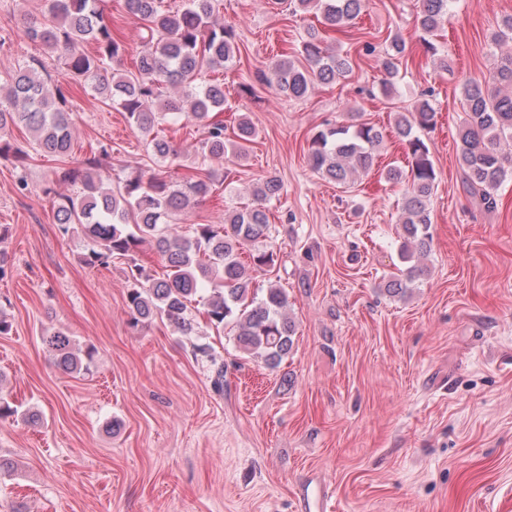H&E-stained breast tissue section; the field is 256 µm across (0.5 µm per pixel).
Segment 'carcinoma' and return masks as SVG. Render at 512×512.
<instances>
[{
  "mask_svg": "<svg viewBox=\"0 0 512 512\" xmlns=\"http://www.w3.org/2000/svg\"><path fill=\"white\" fill-rule=\"evenodd\" d=\"M126 13L138 21L141 51L136 73L118 69L127 52L124 40L107 21L105 0H52L49 23L28 28V34L48 49L64 54L72 79L89 86L95 95L124 113L128 124L140 132L155 159L174 163L177 150L155 134L165 117L190 118L202 129L199 153L205 160H222L227 145L235 157L247 158L256 130L241 118L226 137L221 122L211 113L224 111V81L199 84L205 69L217 70L236 63L237 32L234 25L217 16L219 0H182L176 9H166L162 0H123ZM450 0H419L415 26L424 53L448 70V57L437 40L448 18ZM292 12L312 14L326 28L340 31L354 25L364 12L366 0H290ZM92 50H86V46ZM406 43L399 35L390 39L381 60L388 93L405 57ZM306 64L287 57L269 67L267 82L288 98L305 97L314 81L331 83L352 72L348 54L324 46L319 30L310 27L301 42ZM112 69V77L104 75ZM43 62L33 57L0 81V158L23 159L28 152L13 146L6 136L10 127H23L43 154L64 157L72 147V112L62 87L50 86L40 70ZM465 119L457 134V158L466 192L488 211L497 208V190L512 181V152L501 144L512 142V54L501 58L494 86L468 82L462 90ZM436 124V111L429 101L419 102L411 112H397L394 132L405 147L407 164L389 165L386 181L405 186L399 224L403 231L400 259L406 267L391 273L381 289L391 298H406L424 277L432 242L430 197L437 178L428 145L419 131ZM384 134L369 122L329 125L311 139L310 168L338 185L349 186L353 177L375 164ZM109 157L107 149L85 158L83 168L69 173L81 183L72 196L52 198L61 234L79 224L91 241L84 257L89 266H108L112 259L128 260L132 287L126 295L134 326L166 320L176 332L194 330L192 308L203 305L210 325L219 333L233 332L239 351L278 368L293 349L296 324L289 314L286 289L271 284L263 294L252 288L254 273L275 265L277 254L268 245L272 225L266 203L281 189L269 176L253 188L256 204L224 212L222 224H194L187 234L169 231L173 215L211 196L215 182L210 171L194 168L180 180H166L155 173L135 171L113 186L104 183L100 170ZM151 245L164 266L156 277L138 263L136 254ZM54 363L65 372H88L94 349L81 350L68 331L59 329L40 337ZM20 405L0 391V421L19 413Z\"/></svg>",
  "mask_w": 512,
  "mask_h": 512,
  "instance_id": "carcinoma-1",
  "label": "carcinoma"
}]
</instances>
